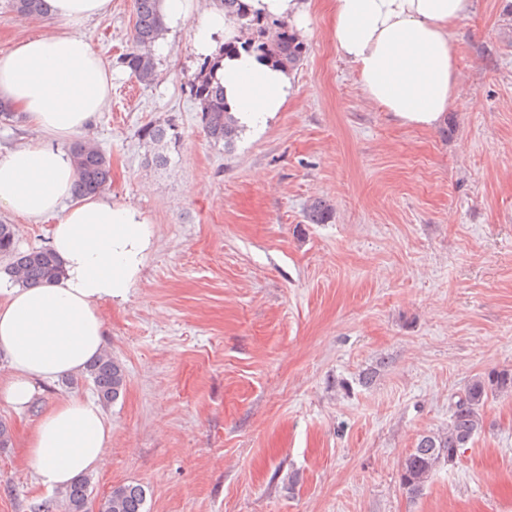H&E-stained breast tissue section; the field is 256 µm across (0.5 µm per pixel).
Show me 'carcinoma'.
<instances>
[{"label":"carcinoma","instance_id":"1","mask_svg":"<svg viewBox=\"0 0 512 512\" xmlns=\"http://www.w3.org/2000/svg\"><path fill=\"white\" fill-rule=\"evenodd\" d=\"M224 10V18L249 31L250 38L243 42L224 44L222 52L228 54L242 47L252 49L280 66H299L306 55V45L290 27L288 21H277L278 31L268 39L267 20L247 11L243 0H216ZM9 6L25 17L40 16L44 0H9ZM135 21L131 46L122 57V64L138 81L148 84L155 76L152 48L162 36L164 22L160 0H134ZM219 61L206 60L190 86V96L198 104L202 129L215 145L228 149L234 145L239 130L227 111L224 87L214 82L213 74ZM139 138L154 146H166L179 139L172 123L148 124L138 131ZM77 178L73 186L74 197L80 198L101 192L112 181L111 158L89 140H79L70 147ZM331 218V208L316 200L307 208L306 219L311 224H325ZM0 253L13 257L8 274L18 284L36 286L57 280L63 273L56 254L49 248L20 252L15 247V232L11 224L0 223ZM101 402L115 401L125 386L122 365L110 355L94 360L87 368ZM512 395V372L491 371L473 380L459 399L446 431L428 432L420 436L413 451L402 465V480L407 491L419 494L428 478L442 463L455 459L458 451L478 435L483 428L480 413L486 401L493 396ZM146 493L139 484L120 486L101 505V512H144ZM89 479L74 481L65 491L64 512H88Z\"/></svg>","mask_w":512,"mask_h":512}]
</instances>
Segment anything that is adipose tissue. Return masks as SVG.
<instances>
[{"mask_svg": "<svg viewBox=\"0 0 512 512\" xmlns=\"http://www.w3.org/2000/svg\"><path fill=\"white\" fill-rule=\"evenodd\" d=\"M248 8L311 32L305 0H246ZM473 0H330L332 38L368 99L402 122L438 125L458 97L462 74L450 29ZM111 0H46L57 29L18 42L0 55V100L24 113L42 137L0 151V210L27 219L54 218L50 247L64 273L48 284L0 282V353L14 376L0 391L27 407L42 384L82 373L103 353L99 306L125 301L137 282L150 230L139 214L98 194L74 198L71 155L60 141L83 133L107 105L112 75L82 27ZM165 26L193 23L196 52H217L216 35L236 30L223 10L195 0H161ZM240 131L262 132L293 95V76L252 51L225 55L216 73ZM112 440L101 404L71 396L45 412L28 442V463L47 491L65 489L99 469Z\"/></svg>", "mask_w": 512, "mask_h": 512, "instance_id": "adipose-tissue-1", "label": "adipose tissue"}]
</instances>
